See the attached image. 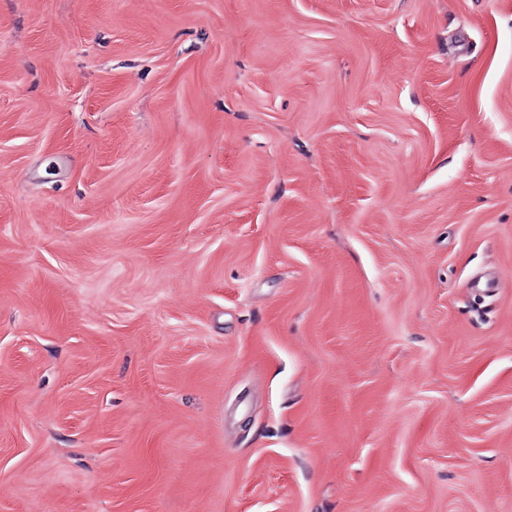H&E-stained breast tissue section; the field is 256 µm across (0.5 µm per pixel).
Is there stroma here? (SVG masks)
Here are the masks:
<instances>
[{
	"instance_id": "stroma-1",
	"label": "stroma",
	"mask_w": 512,
	"mask_h": 512,
	"mask_svg": "<svg viewBox=\"0 0 512 512\" xmlns=\"http://www.w3.org/2000/svg\"><path fill=\"white\" fill-rule=\"evenodd\" d=\"M0 512H512V0H0Z\"/></svg>"
}]
</instances>
